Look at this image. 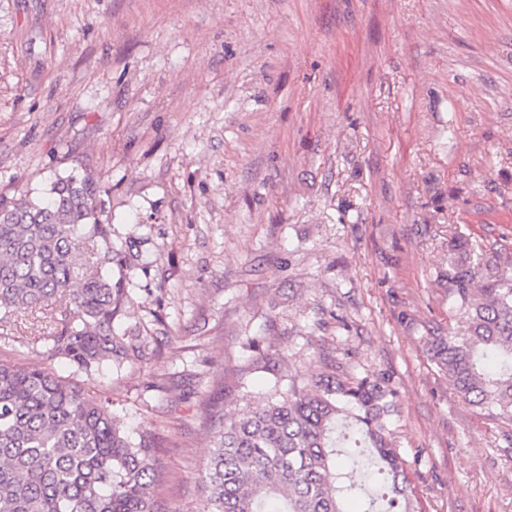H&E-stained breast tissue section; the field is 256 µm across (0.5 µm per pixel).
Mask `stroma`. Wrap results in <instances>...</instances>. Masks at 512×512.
Segmentation results:
<instances>
[{"mask_svg": "<svg viewBox=\"0 0 512 512\" xmlns=\"http://www.w3.org/2000/svg\"><path fill=\"white\" fill-rule=\"evenodd\" d=\"M106 192L130 242L123 323L161 351L88 376L0 324V361L47 368L163 443L161 512H202L210 405L384 379L425 512H512V421L430 357L463 331L450 240L512 270V0H0V194Z\"/></svg>", "mask_w": 512, "mask_h": 512, "instance_id": "obj_1", "label": "stroma"}]
</instances>
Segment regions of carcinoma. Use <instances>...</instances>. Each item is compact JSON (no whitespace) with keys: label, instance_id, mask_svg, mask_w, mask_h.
<instances>
[{"label":"carcinoma","instance_id":"1","mask_svg":"<svg viewBox=\"0 0 512 512\" xmlns=\"http://www.w3.org/2000/svg\"><path fill=\"white\" fill-rule=\"evenodd\" d=\"M105 191L89 176L51 183L34 202L0 195V321L55 303L51 356L93 375L140 361L157 337L115 321L128 299L125 250L112 241ZM448 282L467 317L461 334L436 336L431 355L470 404L512 421V276L482 272L483 253L458 242ZM254 371L273 354L252 339ZM393 391L377 377L288 386V395L226 419L207 413L212 438L204 512H422L393 443ZM353 442L360 452L342 459ZM162 448L133 441L109 403L46 368L0 363V512H157Z\"/></svg>","mask_w":512,"mask_h":512}]
</instances>
